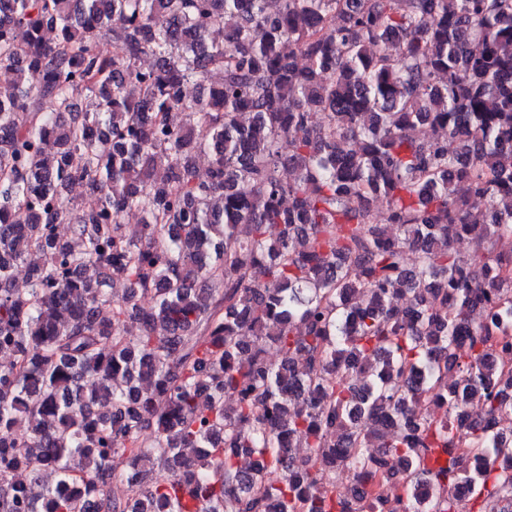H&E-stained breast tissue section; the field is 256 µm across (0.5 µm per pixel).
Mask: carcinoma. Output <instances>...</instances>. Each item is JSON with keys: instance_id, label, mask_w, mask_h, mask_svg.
Listing matches in <instances>:
<instances>
[{"instance_id": "1", "label": "carcinoma", "mask_w": 512, "mask_h": 512, "mask_svg": "<svg viewBox=\"0 0 512 512\" xmlns=\"http://www.w3.org/2000/svg\"><path fill=\"white\" fill-rule=\"evenodd\" d=\"M0 68V512H512V0H0ZM373 467L374 469H378L376 474L365 475L364 478L359 480L360 484L353 483L349 497H351L354 490L363 488L364 495L366 499L374 505L375 512H388V504L402 494L403 488L401 485H393L382 480L379 466L373 464Z\"/></svg>"}]
</instances>
